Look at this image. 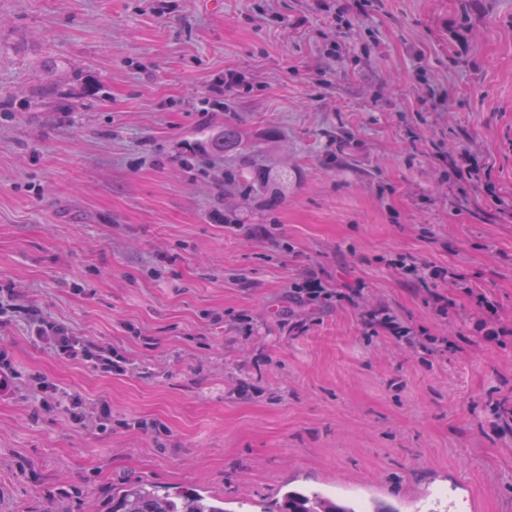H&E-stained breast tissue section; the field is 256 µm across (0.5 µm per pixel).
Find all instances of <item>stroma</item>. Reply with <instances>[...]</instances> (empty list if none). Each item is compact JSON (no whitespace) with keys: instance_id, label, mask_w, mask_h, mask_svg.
<instances>
[{"instance_id":"obj_1","label":"stroma","mask_w":512,"mask_h":512,"mask_svg":"<svg viewBox=\"0 0 512 512\" xmlns=\"http://www.w3.org/2000/svg\"><path fill=\"white\" fill-rule=\"evenodd\" d=\"M0 0V289L131 360L115 375L0 326V512H103L143 481L227 512L289 489L370 512H512V338L445 288L448 318L387 261L459 270L512 322V224L456 199L434 157L477 152L512 196V0ZM349 47L335 71L324 41ZM447 93L434 109L416 72ZM243 80L202 112L211 86ZM240 123L288 165L275 208L224 189L206 136ZM344 150H337V140ZM268 228V235L254 231ZM315 270L360 306L300 303ZM384 307L454 349L363 328ZM42 375L112 428L38 408ZM157 422L159 431L141 429Z\"/></svg>"}]
</instances>
